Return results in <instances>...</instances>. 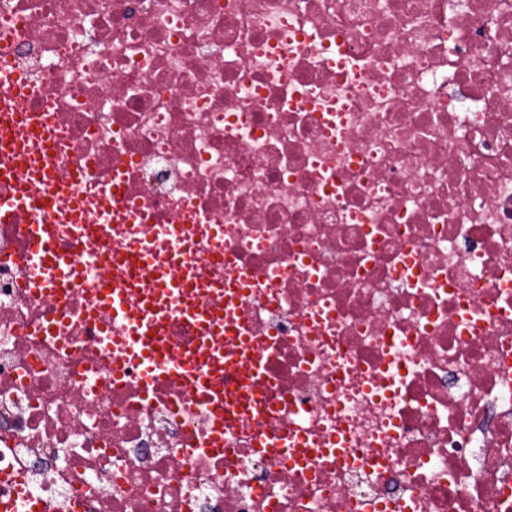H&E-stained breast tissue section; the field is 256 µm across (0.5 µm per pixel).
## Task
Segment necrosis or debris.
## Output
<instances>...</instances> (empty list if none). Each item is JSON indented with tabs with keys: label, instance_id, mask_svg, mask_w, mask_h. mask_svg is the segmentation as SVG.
<instances>
[{
	"label": "necrosis or debris",
	"instance_id": "obj_1",
	"mask_svg": "<svg viewBox=\"0 0 512 512\" xmlns=\"http://www.w3.org/2000/svg\"><path fill=\"white\" fill-rule=\"evenodd\" d=\"M1 55L55 177L123 171L155 252L179 224L247 282L267 411L228 433L115 377L89 294L24 287L0 224V500L20 475L43 512H512V0H0Z\"/></svg>",
	"mask_w": 512,
	"mask_h": 512
}]
</instances>
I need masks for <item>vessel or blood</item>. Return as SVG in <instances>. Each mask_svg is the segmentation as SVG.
Here are the masks:
<instances>
[{"instance_id":"b4317fda","label":"vessel or blood","mask_w":512,"mask_h":512,"mask_svg":"<svg viewBox=\"0 0 512 512\" xmlns=\"http://www.w3.org/2000/svg\"><path fill=\"white\" fill-rule=\"evenodd\" d=\"M29 76L8 60L0 61V223L31 217L27 230L28 284L53 292L93 286V311L112 317L103 326L101 353L119 366L141 370L144 392L160 380L176 379L195 389L201 402L239 416L263 415L257 382L264 374L256 347L236 335L234 311L213 305L202 296L203 281L195 273L196 259L181 226L162 228L169 245L166 261L153 260L138 237L109 250L113 220L138 223L135 207L117 209L125 194L122 174L111 187L98 190L94 210L73 191L74 181L56 179L46 143L52 121L47 111L26 110L21 101L32 95ZM87 244L88 256L77 261L55 247L60 228ZM182 318L201 326L204 339L196 351L175 354L164 339V326ZM232 373L235 387L224 390V375Z\"/></svg>"}]
</instances>
